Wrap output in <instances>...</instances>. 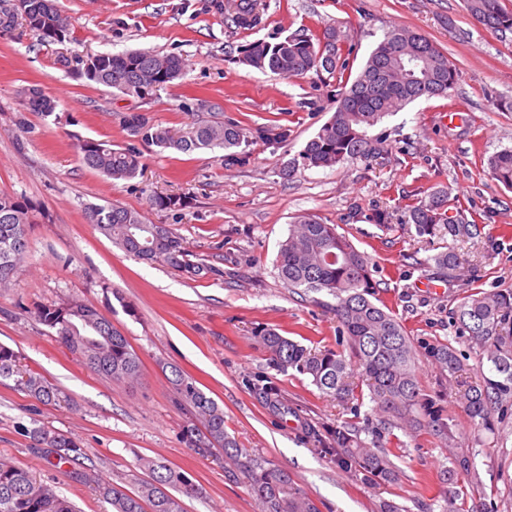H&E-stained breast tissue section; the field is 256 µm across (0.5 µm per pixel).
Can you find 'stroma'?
Returning a JSON list of instances; mask_svg holds the SVG:
<instances>
[{
  "instance_id": "1",
  "label": "stroma",
  "mask_w": 512,
  "mask_h": 512,
  "mask_svg": "<svg viewBox=\"0 0 512 512\" xmlns=\"http://www.w3.org/2000/svg\"><path fill=\"white\" fill-rule=\"evenodd\" d=\"M58 0L71 26L64 43L41 42L25 26L0 27V191L26 196L43 217L29 230L28 256L12 288L0 289V344L67 393L68 406L44 405L0 382V459L53 484L78 512H100L94 490L79 478L92 468L124 491L150 474L159 459L187 472L203 496L187 512H258L241 470L223 454L204 457L182 439L191 414L169 383L171 368L192 377L224 410V429L250 458L287 471L320 512H378L381 501L405 512H512V404L495 407L493 428L473 423L457 377L479 379L484 352L460 334L450 314L461 298L512 290V190L494 181L488 160L512 147V38L478 26L464 0H257L262 17L251 30L228 24L234 0ZM341 27L359 71L384 33L404 27L427 35L456 67L450 96L423 99L372 131L383 138L374 156L333 168L280 170L332 115L335 77L276 76L231 62L237 47L276 42L304 31ZM145 49L178 55L187 73L171 87L138 97L79 75L90 53ZM36 88L56 104L51 115L30 110ZM184 129L231 120L253 141L245 161L225 163L220 150H164L131 137L130 113ZM281 125L288 142L258 139ZM93 139L135 148L142 171L121 184L86 167L77 144ZM439 189L449 213L482 225L465 241L418 236L406 216ZM184 194L175 213L150 207L152 197ZM120 202L182 238L190 259L220 268L196 278L180 269L128 256L87 218L91 205ZM310 215L350 238L370 260L379 300L414 341L420 396L446 431L402 422L376 434L382 412L372 403L343 405L308 376L280 371L255 334L269 328L312 350L339 349L337 322L326 307L285 288L277 278L279 244L295 217ZM453 250L459 285L440 288L428 259ZM77 298L127 336L141 361L134 383L96 375L34 317L39 307ZM447 343L461 361L450 375L428 355ZM270 381L273 401L256 383ZM75 438L79 462L57 463L22 430L30 420ZM354 423L367 444L381 442L396 466L395 481L374 484L345 467L325 446L326 428ZM467 467H459V460Z\"/></svg>"
}]
</instances>
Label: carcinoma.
<instances>
[{"mask_svg": "<svg viewBox=\"0 0 512 512\" xmlns=\"http://www.w3.org/2000/svg\"><path fill=\"white\" fill-rule=\"evenodd\" d=\"M45 0H27L29 15L42 18V24L68 21L60 10L44 11ZM470 16L481 26L501 35L512 34V12L500 0H465ZM231 22L250 30L261 22L255 0H237ZM346 40L341 30L327 26L321 34L294 33L276 43L257 40L237 48L236 62L275 75L303 78L343 73L347 67ZM81 74L87 81L136 94L164 89L183 77L185 62L177 56L160 57L150 51L131 50L116 54H90L81 61ZM455 66L439 46L425 35L405 28H393L370 52L363 67L349 86L336 94V107L304 147L280 170L288 178L298 170L333 167L375 154L369 131L386 116L402 111L422 98L446 97L456 84ZM135 136L163 150L180 152L223 149L229 163L246 158L242 146L249 143L245 128L233 121L194 123L187 129L158 128L152 118L139 112L126 119ZM260 138L279 144L288 141V128L271 125L262 128ZM82 162L113 183L134 178L140 167L132 148L112 149L94 140L78 143ZM491 176L512 189V149L505 148L489 159ZM189 200L181 195H158L150 206L180 211ZM37 209L23 196L0 192V288L13 284L14 275L25 260L29 225ZM87 217L112 243L128 256L150 263H166L191 276L206 271L215 276L221 270L187 259L182 240L166 224H149L143 216L118 203L87 207ZM407 223L423 236L472 237L479 231L449 216L448 193L437 191L429 201L410 206ZM441 278L456 280L458 257L442 252L431 257ZM278 277L291 290L327 296L324 302L336 315L338 332L347 351H313L272 329L258 332L275 365L312 378L323 393L338 401L354 397L359 373L368 388L374 407L399 420L422 426L428 414L421 402L414 373L415 347L400 321L384 305L376 303L380 283L373 280L370 261L335 225L298 216L288 236L281 242L277 262ZM37 321L55 330L58 342L78 356L94 373L116 382H134L140 377V359L127 337L96 309L71 299L58 306L39 308ZM462 333L490 349L491 375L480 382L460 383L471 420L489 424L491 405L512 402V291L489 292L480 297L466 296L452 312ZM428 354L439 366L454 374L461 363L447 343L428 346ZM11 379L15 386L42 404H70L61 389L23 365L13 349L0 344V380ZM170 383L181 405L190 409L196 424L184 429L188 445L202 454L219 448L225 460L242 470L251 497L260 512H319L316 503L298 489L288 473L243 458L246 451L224 432V411L207 396L191 377L174 369ZM22 430L37 445L54 450L59 461L73 463L83 455L80 444L61 433L31 420ZM330 443L343 451L345 463L354 464L370 482H389L396 475L395 465L384 447L370 448L347 423L328 429ZM151 473L129 494L102 480L95 470L80 473L102 503L103 512H186L183 498H194L200 488L191 477L163 463H144ZM0 512H76L72 503L53 486L30 472L0 460Z\"/></svg>", "mask_w": 512, "mask_h": 512, "instance_id": "1", "label": "carcinoma"}]
</instances>
